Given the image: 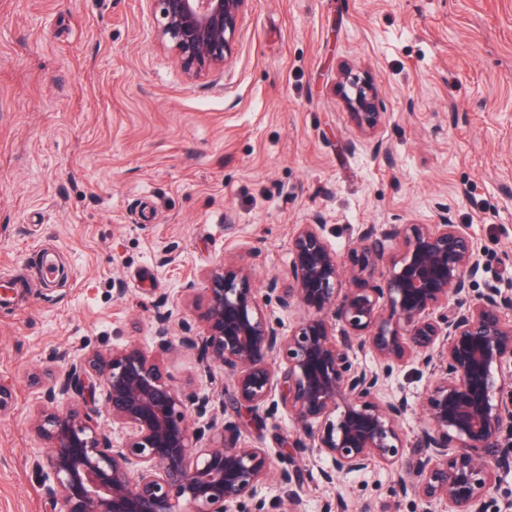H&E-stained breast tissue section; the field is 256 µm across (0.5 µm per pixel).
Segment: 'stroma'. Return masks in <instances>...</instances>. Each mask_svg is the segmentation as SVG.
I'll return each instance as SVG.
<instances>
[{
  "instance_id": "obj_1",
  "label": "stroma",
  "mask_w": 512,
  "mask_h": 512,
  "mask_svg": "<svg viewBox=\"0 0 512 512\" xmlns=\"http://www.w3.org/2000/svg\"><path fill=\"white\" fill-rule=\"evenodd\" d=\"M369 78L381 121L358 132L336 83ZM482 249L475 293L512 288V0H251L223 67L192 77L158 42L148 0H0V512H44L54 479L28 420L74 356L153 351L202 332L203 275L225 258L257 291L287 280L294 225L322 219L351 269L363 225L433 224L440 208ZM71 267L45 287L44 251ZM211 392L198 355L163 358ZM286 410L243 428L276 457ZM305 512L344 496L371 512H430L390 469L321 479L298 459Z\"/></svg>"
}]
</instances>
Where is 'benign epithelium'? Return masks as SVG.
I'll use <instances>...</instances> for the list:
<instances>
[{"mask_svg":"<svg viewBox=\"0 0 512 512\" xmlns=\"http://www.w3.org/2000/svg\"><path fill=\"white\" fill-rule=\"evenodd\" d=\"M150 2L161 43L196 75L226 63L250 0ZM338 88L356 128L373 132L381 112L372 86L342 66ZM322 231L319 222L296 225L288 281L266 288L281 307L310 313L292 334L265 314L249 269L225 261L205 278L206 334L187 328L175 343L167 315L153 355L127 345L67 364L31 418L49 443L42 461L56 482L47 512H303V469L280 468L278 494L267 497L268 454L240 442L241 427L260 418L277 388L298 427L289 447L329 457L325 482L378 462L392 468L401 498L439 512H487L496 469L512 465V293L472 297L480 247L445 212L435 224H392L380 234L364 227L350 278L383 265L377 288L342 287L345 272ZM388 241L400 243L389 258ZM177 349L224 367L236 420L225 421L210 395H186L171 382L160 356ZM366 351L377 368L355 362ZM412 359L430 375L427 428L415 449L399 426L412 411L408 398H380ZM99 392L124 430L119 441L96 421Z\"/></svg>","mask_w":512,"mask_h":512,"instance_id":"obj_1","label":"benign epithelium"}]
</instances>
